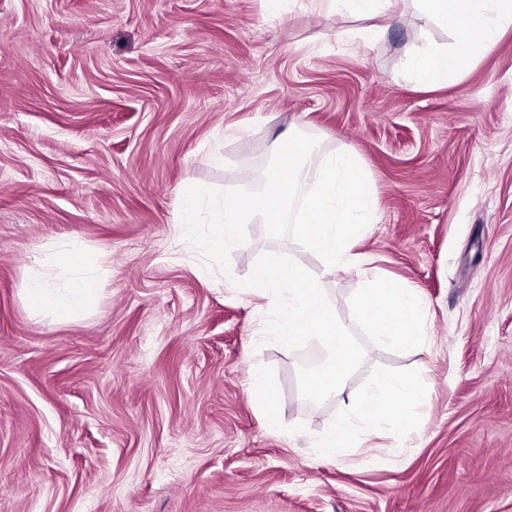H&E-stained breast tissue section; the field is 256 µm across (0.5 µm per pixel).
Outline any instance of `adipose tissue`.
Instances as JSON below:
<instances>
[{
    "instance_id": "obj_1",
    "label": "adipose tissue",
    "mask_w": 512,
    "mask_h": 512,
    "mask_svg": "<svg viewBox=\"0 0 512 512\" xmlns=\"http://www.w3.org/2000/svg\"><path fill=\"white\" fill-rule=\"evenodd\" d=\"M419 13L428 21L449 30L450 46H422L411 61L417 86L436 89L447 86L451 77L465 74L496 42L500 33L512 27V0H415ZM58 266L72 268L75 277L65 291L52 288L42 270H34L25 298L36 311L49 310L59 317L93 305L98 298V284L89 276L88 257L72 245L62 244L53 253ZM421 393L411 383L386 373H378L369 392L357 402L355 419L373 424L385 419L395 406L410 408L420 402Z\"/></svg>"
}]
</instances>
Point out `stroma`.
<instances>
[{
    "instance_id": "obj_1",
    "label": "stroma",
    "mask_w": 512,
    "mask_h": 512,
    "mask_svg": "<svg viewBox=\"0 0 512 512\" xmlns=\"http://www.w3.org/2000/svg\"><path fill=\"white\" fill-rule=\"evenodd\" d=\"M366 40L324 0H0V512H512V30L447 87L408 78L448 31L420 16ZM303 132L362 160L381 210L358 250L424 302V342H364L320 405L239 295L274 251L321 274L351 323L358 270L322 275L260 218L229 273L178 233L184 182L258 188L273 140ZM61 242L99 299L28 308ZM281 414L268 430L254 369ZM384 372L424 401L326 460L325 429Z\"/></svg>"
}]
</instances>
